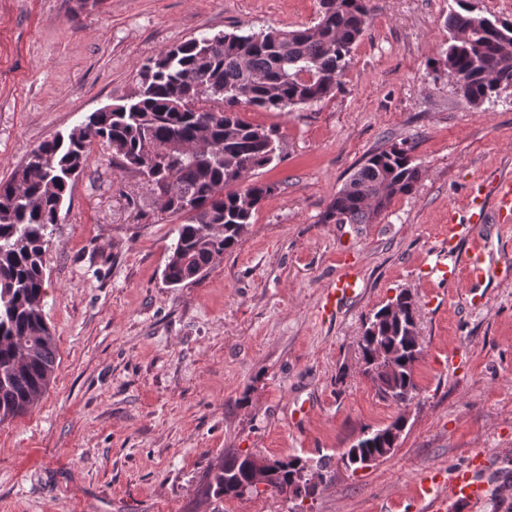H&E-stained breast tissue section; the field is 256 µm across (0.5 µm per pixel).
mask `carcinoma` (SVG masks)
I'll return each mask as SVG.
<instances>
[{
	"label": "carcinoma",
	"mask_w": 512,
	"mask_h": 512,
	"mask_svg": "<svg viewBox=\"0 0 512 512\" xmlns=\"http://www.w3.org/2000/svg\"><path fill=\"white\" fill-rule=\"evenodd\" d=\"M371 0H321L318 22L308 28H270L259 33H218L190 39L162 51L142 65L134 92L122 104L90 113L66 135L46 140L30 155L39 160L34 173L26 163L0 181V423L26 412L47 389L57 346L45 321L43 297L49 228L59 213L72 178L98 140L112 150V161L142 181L149 194L166 197V213L184 219L177 229L163 271L178 287L196 268H206L241 240L273 184L253 182L258 169L282 159L277 131L252 124L241 112H269L317 102L340 85L353 47L370 24ZM448 48L433 71L463 75L460 91L480 105L512 85V25L499 24L470 9L446 16ZM308 70L314 78L303 81ZM201 100L218 101V112L196 108ZM183 143L188 149L157 158L155 144ZM205 144L209 150L195 146ZM403 141L371 153L336 193L323 214L326 224H372L395 198L414 193L424 171ZM405 307L398 320L380 307L370 320L387 328L401 351L395 370L372 367L380 347L361 346L364 375L377 383L381 398L405 405L416 397L414 368L423 353L414 338L415 298L400 291ZM380 430L365 434L345 455L362 467L366 457L384 451ZM251 452L232 449L203 476L197 494L206 499H234L248 479ZM312 470L299 456L283 458L263 489L277 494L294 476Z\"/></svg>",
	"instance_id": "cac0c4a2"
}]
</instances>
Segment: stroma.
<instances>
[{"label":"stroma","mask_w":512,"mask_h":512,"mask_svg":"<svg viewBox=\"0 0 512 512\" xmlns=\"http://www.w3.org/2000/svg\"><path fill=\"white\" fill-rule=\"evenodd\" d=\"M371 5L339 88L245 112L280 133L282 161L254 176L276 190L200 280L165 283L177 221L92 143L45 270L55 373L27 413L0 423V512H213L196 489L230 448L321 461L327 480L297 508L253 494L225 500L224 512H426L422 472L512 448V223L463 244L490 251L486 281L424 275L441 259L449 210L464 212L475 185L512 177V88L472 105L433 71L457 0ZM319 10V0H0V180L128 96L162 50L203 31L309 27ZM401 141L424 170L415 192L376 223H323L366 157ZM346 265L364 288L320 318ZM405 289L424 352L417 395L402 406L379 397L358 358L369 317ZM474 292L484 305H471ZM399 415V447L345 469V449Z\"/></svg>","instance_id":"stroma-1"}]
</instances>
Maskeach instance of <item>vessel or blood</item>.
Instances as JSON below:
<instances>
[{
    "mask_svg": "<svg viewBox=\"0 0 512 512\" xmlns=\"http://www.w3.org/2000/svg\"><path fill=\"white\" fill-rule=\"evenodd\" d=\"M508 224L512 222V180L495 179L486 188L470 193L468 221L460 225L449 222L440 242L444 261L428 268V277L445 283L456 282L460 273L469 278L482 279L487 273L485 254L480 248H473L465 261H458L459 245L462 238L471 239L481 235L486 224ZM361 278L357 270L344 267L336 281L326 290L319 306L324 316H334L357 295ZM486 470L484 454L473 456L469 462L449 472H429L419 479L422 495L428 496L431 512H478L490 496V486L484 480Z\"/></svg>",
    "mask_w": 512,
    "mask_h": 512,
    "instance_id": "1",
    "label": "vessel or blood"
}]
</instances>
